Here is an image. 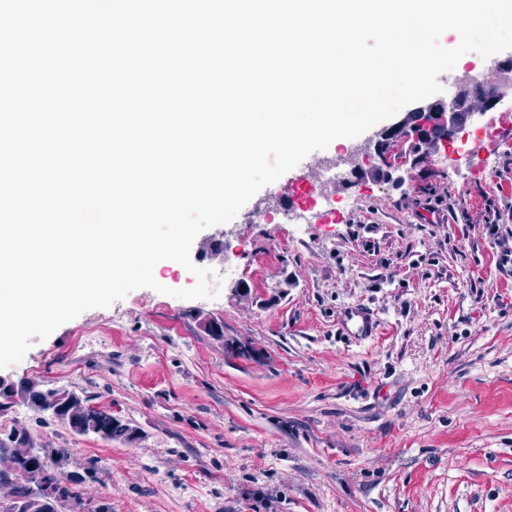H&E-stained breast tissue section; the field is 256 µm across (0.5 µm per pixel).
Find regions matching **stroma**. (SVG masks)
Masks as SVG:
<instances>
[{
  "label": "stroma",
  "mask_w": 512,
  "mask_h": 512,
  "mask_svg": "<svg viewBox=\"0 0 512 512\" xmlns=\"http://www.w3.org/2000/svg\"><path fill=\"white\" fill-rule=\"evenodd\" d=\"M466 149L404 164L400 186L350 180L332 216L207 228L192 262L236 269L217 298L140 288L0 369L89 398L135 441L23 400L0 437L66 451L85 512H512V132ZM355 304L376 336L340 334Z\"/></svg>",
  "instance_id": "obj_1"
}]
</instances>
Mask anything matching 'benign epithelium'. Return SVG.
Instances as JSON below:
<instances>
[{
  "label": "benign epithelium",
  "instance_id": "1",
  "mask_svg": "<svg viewBox=\"0 0 512 512\" xmlns=\"http://www.w3.org/2000/svg\"><path fill=\"white\" fill-rule=\"evenodd\" d=\"M511 67L512 58L494 60L483 78L484 89L476 90L465 82L458 83L451 97L424 101L377 133L374 150L381 163L373 165V170L388 180L401 181V178L393 177L396 168L387 164L385 156L389 147L397 142L411 141L415 144L412 159L415 165L444 148L450 152L459 148L466 142L470 129L477 127L487 112L509 108V101L495 94L492 86L501 71ZM45 394L47 397L42 403L43 411L78 431L85 426L92 408L87 399L75 392L58 388L47 389ZM19 458H30L36 463L52 467L65 485L75 481V476L66 471L67 457L49 454L42 448H32L27 438L13 435L7 447L0 450V490H7V496L1 498V501L15 506L18 512H28L33 508L41 512H82L79 498H64L34 486L29 487L26 495H20L23 477L13 467V461Z\"/></svg>",
  "mask_w": 512,
  "mask_h": 512
}]
</instances>
